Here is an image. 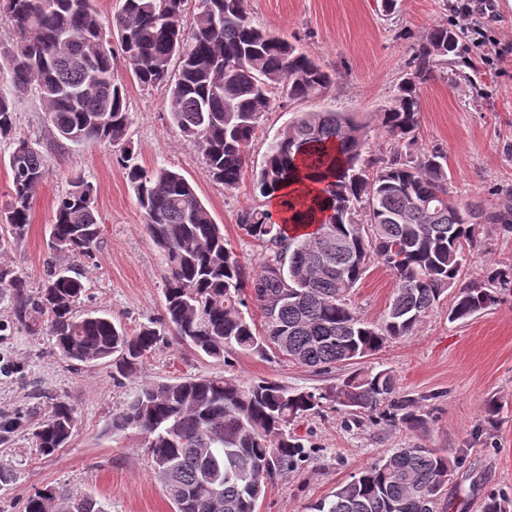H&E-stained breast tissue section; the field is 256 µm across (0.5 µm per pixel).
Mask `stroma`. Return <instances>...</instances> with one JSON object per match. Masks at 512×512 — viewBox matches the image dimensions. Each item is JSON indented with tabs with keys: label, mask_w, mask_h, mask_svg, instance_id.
I'll return each instance as SVG.
<instances>
[{
	"label": "stroma",
	"mask_w": 512,
	"mask_h": 512,
	"mask_svg": "<svg viewBox=\"0 0 512 512\" xmlns=\"http://www.w3.org/2000/svg\"><path fill=\"white\" fill-rule=\"evenodd\" d=\"M247 10L256 24L275 30L336 74V85L324 100L275 99L248 144L249 174L259 170L270 141L295 113L330 109L372 122L427 31L450 19L448 0H395L388 12L381 0H247ZM476 18L485 33L479 49L483 60L470 78L449 80L443 67L423 84L417 145L443 151L459 198L491 204L502 190L512 189V0H491ZM123 82L131 114L127 143L137 162L184 175L241 259L256 265L260 249L237 226L242 209L263 203L253 195L249 175L233 190L214 181L198 148L172 124L167 91L142 88L128 75ZM14 100V136L36 144L49 174L33 198L26 239L0 252V265L21 274L28 295L39 293L55 201L68 177L81 175L97 190L102 224L94 259L80 262L85 285L80 311L110 312L130 332L158 320L164 311L165 272L125 179L120 147L97 141L58 143L35 91L15 93ZM478 237L481 245L469 254L460 279L464 285L483 278L492 265L512 266V233L484 224ZM395 287L387 268L372 265L355 290L359 315L381 323ZM13 308L12 295H0V418L18 422L7 441L0 442V512H24L34 492L62 488L89 496L102 512H175L153 477L141 438L105 431L113 410L144 382L227 371L245 381L272 378L291 388L320 391L347 373L342 367L319 374L273 353L238 355L226 364L167 339L137 376L117 382L111 365L88 367L62 359L52 336L21 325ZM365 363L393 370L401 393L429 411L428 429L412 432L368 421L350 426L340 410L325 407L295 428L312 447L310 458L274 477L257 512H308L309 504L337 483L409 442L465 453V464L452 473L444 494L451 512H482L488 497L512 495V293L465 320H449L447 306H440L416 335L387 344ZM60 401L75 409L78 430L65 447L39 454L31 432ZM475 475L481 486L473 492L469 486Z\"/></svg>",
	"instance_id": "obj_1"
}]
</instances>
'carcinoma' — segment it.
Instances as JSON below:
<instances>
[{"label":"carcinoma","instance_id":"carcinoma-1","mask_svg":"<svg viewBox=\"0 0 512 512\" xmlns=\"http://www.w3.org/2000/svg\"><path fill=\"white\" fill-rule=\"evenodd\" d=\"M187 0H124L112 18L95 0H4L0 19L16 36L0 43V139L9 154L11 192L0 208V251L18 246L31 224L33 197L48 175L41 151L13 140V93L33 88L44 119L72 144L127 143L130 113L114 61L144 87L169 93L181 135L200 150L210 176L230 190L244 176L246 147L276 93L290 101L327 97L336 74L274 31L255 24L246 0H195L194 25L185 28ZM465 32L431 28L415 54L414 69L376 113L392 143L388 153L367 150L366 126L343 112H300L268 145L252 174L253 193L279 197V220L263 206L237 219L242 234L261 248L251 268L224 237L196 188L166 167L151 170L124 153L122 167L145 227L165 269L164 316L133 333L112 315L83 314L76 305L82 274L51 259L38 297L26 281L0 265V294L14 299L18 322L43 319L60 354L88 365L112 362V378L136 375L157 344L179 345L216 360L274 352L319 373L356 366L342 384L315 392L272 379L241 382L232 374L148 381L112 413L114 435L144 441L153 476L176 512H257L268 483L309 456L294 421L343 407L347 421L424 431L429 413L399 394L390 369L360 360L394 339L415 335L445 299L448 319H467L512 290V266L492 267L453 297L468 254L479 246V217L512 232V189L494 204L460 201L448 186L446 156L415 149L420 88L443 65L477 68ZM178 60V70L170 68ZM95 189L80 175L55 203L53 252L91 259L100 243ZM379 263L396 278L382 323L364 321L352 296L369 267ZM254 303L262 323L245 316ZM74 409L58 402L32 432L34 447L51 454L74 436ZM463 458L448 450L396 448L336 484L310 512H438L448 477ZM25 512H103L77 492H40Z\"/></svg>","mask_w":512,"mask_h":512}]
</instances>
